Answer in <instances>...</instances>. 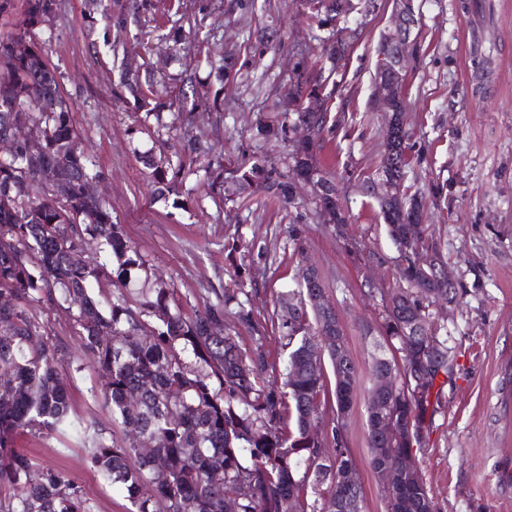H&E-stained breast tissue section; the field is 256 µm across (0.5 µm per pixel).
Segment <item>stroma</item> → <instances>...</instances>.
<instances>
[{
  "mask_svg": "<svg viewBox=\"0 0 512 512\" xmlns=\"http://www.w3.org/2000/svg\"><path fill=\"white\" fill-rule=\"evenodd\" d=\"M194 15L207 5L218 24L213 56L232 54L241 70L224 89V109L198 112L186 132L224 146L229 175L220 191L196 190L204 172L186 176L157 196L140 154H169L168 130L154 117L129 112L118 86L110 47L101 34L86 36L84 0H62L46 22L43 50L59 65L63 95L78 137L100 175L112 218L146 259L132 289L164 280L176 288L185 313L244 289L258 317L276 296L296 287L301 265L315 267L339 314L351 357L359 369L381 335L384 295L396 288L395 248L365 182L380 163L385 113L372 101L380 37L390 24L392 0H378L372 15H353L359 37L341 61L331 115L344 117L318 151L326 175L344 192L349 220L345 237L324 223L314 204L292 212L251 190L239 189L230 172L262 155L283 164L280 143L263 140L257 121L282 110L299 48L318 55L303 21L301 0H182ZM417 25L409 46L405 85L408 132L406 183L421 191L435 240L463 290L459 306L438 314L454 346L457 367L428 428L429 450L416 462L439 512H512V486L499 475L512 457V405L500 399L512 378V0H414ZM281 29L280 43L260 50L256 29ZM299 229L288 237L289 223ZM266 251L267 260L257 258ZM50 341L69 353L60 370L70 379L73 422L104 438L121 437L99 395L102 378L83 361L81 340L65 307L41 315ZM82 372H75V361ZM346 446L356 462L364 512H388L382 484L370 464L364 388L353 394ZM39 468L67 472L93 512H130L131 504L72 435L18 439Z\"/></svg>",
  "mask_w": 512,
  "mask_h": 512,
  "instance_id": "35a3bbf8",
  "label": "stroma"
}]
</instances>
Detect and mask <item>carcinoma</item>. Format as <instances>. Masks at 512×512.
Instances as JSON below:
<instances>
[{
	"label": "carcinoma",
	"instance_id": "cac0c4a2",
	"mask_svg": "<svg viewBox=\"0 0 512 512\" xmlns=\"http://www.w3.org/2000/svg\"><path fill=\"white\" fill-rule=\"evenodd\" d=\"M312 39L322 44L316 78L307 63H295L286 97L292 108L280 113L260 133L283 143L289 163L280 170L264 157L233 170L246 188L270 196L281 209L296 207V185L314 181L324 194L314 197L317 213L338 224L344 234L348 216L340 205L335 178L319 168L316 153L328 126V113L310 112L305 97L327 96L334 75L357 29L343 25L350 14L377 8V0H303ZM148 0H88L87 34L103 24L133 35L142 63L130 71L119 65L120 86L134 113L165 109L189 120L198 109L224 111V100L196 78L199 63L216 73L222 86L235 69L231 58L214 61L205 54L217 28L179 20L151 24ZM58 0H0V136L19 128L36 133L41 148L31 152L17 144L0 157V512H91L77 486L61 471L39 470L16 448L26 433L51 437L72 431L90 445L94 465L112 479L132 505L131 512H224V501L245 485L236 512H281L294 500V512H363L364 492L352 457L345 448L346 421L325 420L319 406L331 394L336 411L349 409L359 386L357 367L347 359L349 381L328 391L327 367H336L323 338L325 327L307 305V294L324 291L321 279L310 288L288 291V307L278 304L260 321L246 301L229 290L215 303L188 315L176 305L170 287L125 288L131 273L146 260L132 247L101 200L85 193L98 178L90 168L61 90V72L43 53L40 36L46 16ZM168 44L171 57L189 61L193 73L157 77L147 62L154 41ZM309 138L293 141L297 126ZM399 181L392 200L376 199L393 257L400 301L384 307L385 343H373L370 376L386 366L394 370L395 388L388 413L395 433L383 437L367 418L371 466L400 469L404 457L428 450L425 419L442 403L456 361L448 334L431 336L410 327L418 319L433 323L430 310L438 301L458 305L462 289L448 280L425 275L418 251L438 250L430 224L417 223L426 204L405 185L407 143H399ZM213 148L189 139L173 156L149 161L160 193L170 189L168 176L184 169L186 156H209ZM419 239L409 243L408 235ZM95 242L103 258L72 256ZM118 262L107 270V262ZM68 305L72 328L81 337L103 377L101 395L112 408L123 438L108 441L87 426L70 421L71 394L58 366L65 352L44 337L38 312ZM235 305L236 323L248 329L251 344L240 345L224 333V313ZM281 341L286 358L282 380L265 344L269 334ZM316 339L324 357L313 358ZM153 444L151 456L141 441ZM390 512H437L422 476L399 474L387 492Z\"/></svg>",
	"mask_w": 512,
	"mask_h": 512
}]
</instances>
